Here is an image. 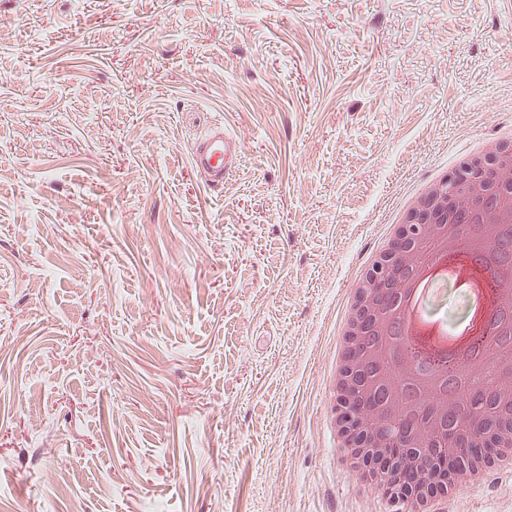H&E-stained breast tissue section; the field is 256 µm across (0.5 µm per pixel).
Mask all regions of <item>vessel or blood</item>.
<instances>
[{
	"label": "vessel or blood",
	"mask_w": 512,
	"mask_h": 512,
	"mask_svg": "<svg viewBox=\"0 0 512 512\" xmlns=\"http://www.w3.org/2000/svg\"><path fill=\"white\" fill-rule=\"evenodd\" d=\"M191 162L209 185L220 187L239 163V148L223 126L216 125L195 141L191 151Z\"/></svg>",
	"instance_id": "obj_1"
}]
</instances>
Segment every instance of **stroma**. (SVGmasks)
Segmentation results:
<instances>
[{
    "label": "stroma",
    "instance_id": "1",
    "mask_svg": "<svg viewBox=\"0 0 512 512\" xmlns=\"http://www.w3.org/2000/svg\"><path fill=\"white\" fill-rule=\"evenodd\" d=\"M507 132L512 0H0V512H396L336 451L343 310ZM191 162L209 185L220 187L237 168L239 148L236 141L224 132L223 125H215L195 141Z\"/></svg>",
    "mask_w": 512,
    "mask_h": 512
}]
</instances>
